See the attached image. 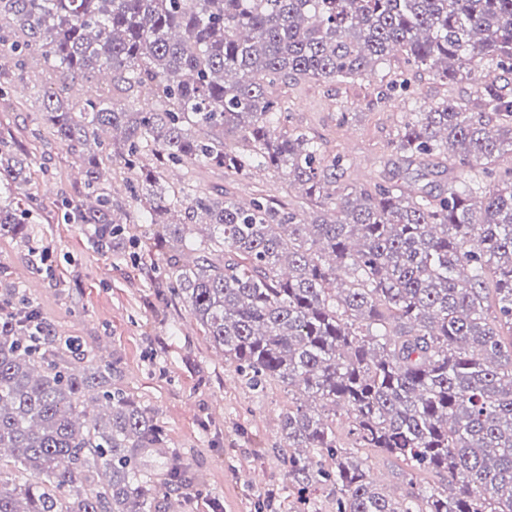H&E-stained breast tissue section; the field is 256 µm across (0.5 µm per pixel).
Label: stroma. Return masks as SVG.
<instances>
[{"instance_id":"35a3bbf8","label":"stroma","mask_w":512,"mask_h":512,"mask_svg":"<svg viewBox=\"0 0 512 512\" xmlns=\"http://www.w3.org/2000/svg\"><path fill=\"white\" fill-rule=\"evenodd\" d=\"M74 87L32 55L24 80L0 98V129L9 130L29 155L25 190L35 216L33 247L0 239V276L26 289L55 331L75 337L98 359L116 362V382L154 413L168 451L149 452L148 467L163 472L173 457L197 477L191 488L161 489L162 512H256L260 501L266 504L263 512H335V499L326 490L295 483L288 474L290 450L281 432V417L293 401L287 387L274 382L259 394L245 386L235 362L202 336L187 304L157 296L155 283L164 274L168 250L157 248L149 257L136 246L155 227L139 221L127 190L130 171L115 161L103 168L102 182L124 200L122 217L130 222L129 237L113 251L97 252L86 227L65 220L64 203L83 174L43 121L42 91L61 90L76 102L81 95ZM337 94L354 114L350 124L339 123L322 83L292 90V124L320 137L328 154L350 158L345 175L350 183L370 186L403 169L387 144L400 114L411 109L406 99L377 101L364 80L341 86ZM201 181L223 184L237 201L260 190L283 201H297L299 195L271 171L234 182L206 172ZM358 455L371 477L394 495L405 494L413 483L438 482L434 473L385 453L369 448Z\"/></svg>"}]
</instances>
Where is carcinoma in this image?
<instances>
[{
  "instance_id": "1",
  "label": "carcinoma",
  "mask_w": 512,
  "mask_h": 512,
  "mask_svg": "<svg viewBox=\"0 0 512 512\" xmlns=\"http://www.w3.org/2000/svg\"><path fill=\"white\" fill-rule=\"evenodd\" d=\"M35 53L87 83L112 73V90L77 107L43 95L45 124L83 168L67 221L103 253L125 233L96 150L100 131H119L112 159L150 187L137 200L173 252L160 287L246 385L296 394L281 418L293 480L326 477L336 512H512V0H0V59L14 61L0 97ZM410 71L473 91L406 113L388 148L474 171L480 192L350 184L346 156L290 125L302 80L370 77L382 100L410 94ZM27 168L0 134V237L29 246ZM201 169L272 171L301 201L260 191L243 206L197 184ZM114 377L0 278V512H156L143 457L163 431ZM326 407L346 412L355 447L444 485L391 495ZM12 465L27 483L3 479ZM164 475L187 485L174 459Z\"/></svg>"
}]
</instances>
